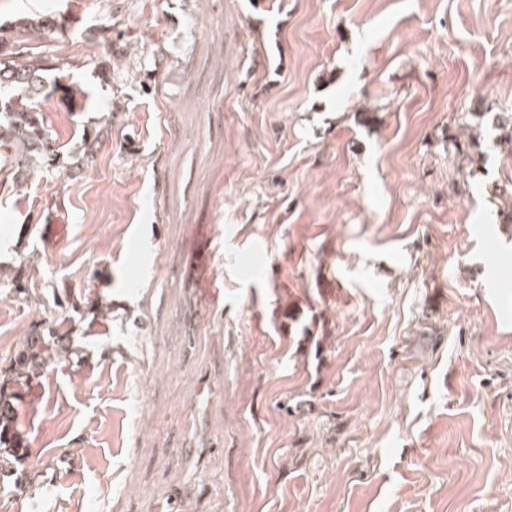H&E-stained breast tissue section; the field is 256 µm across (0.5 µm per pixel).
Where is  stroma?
I'll return each instance as SVG.
<instances>
[{
  "label": "stroma",
  "mask_w": 512,
  "mask_h": 512,
  "mask_svg": "<svg viewBox=\"0 0 512 512\" xmlns=\"http://www.w3.org/2000/svg\"><path fill=\"white\" fill-rule=\"evenodd\" d=\"M0 35L55 150L0 172V358L52 354L0 512H512V0H10Z\"/></svg>",
  "instance_id": "35a3bbf8"
}]
</instances>
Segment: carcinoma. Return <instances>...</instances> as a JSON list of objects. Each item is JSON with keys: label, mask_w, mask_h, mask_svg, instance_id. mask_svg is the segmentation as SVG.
I'll use <instances>...</instances> for the list:
<instances>
[{"label": "carcinoma", "mask_w": 512, "mask_h": 512, "mask_svg": "<svg viewBox=\"0 0 512 512\" xmlns=\"http://www.w3.org/2000/svg\"><path fill=\"white\" fill-rule=\"evenodd\" d=\"M0 36V142L13 148L11 175L16 185L29 174L53 161L51 132L43 113L36 111L35 99L45 90L43 68L36 62L16 63L7 58ZM0 370V448H17L23 441V425L10 412L7 388H21L48 363L44 350L23 343Z\"/></svg>", "instance_id": "cac0c4a2"}]
</instances>
